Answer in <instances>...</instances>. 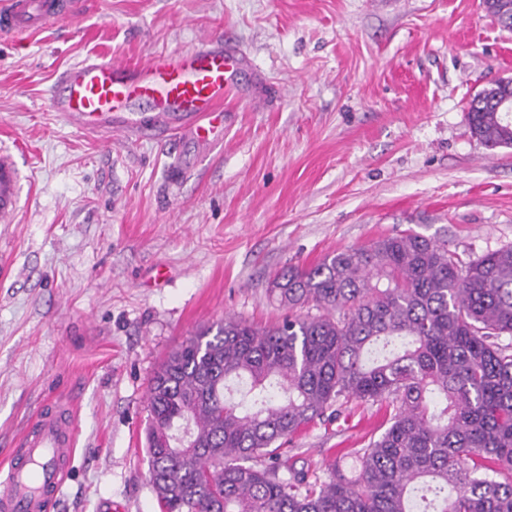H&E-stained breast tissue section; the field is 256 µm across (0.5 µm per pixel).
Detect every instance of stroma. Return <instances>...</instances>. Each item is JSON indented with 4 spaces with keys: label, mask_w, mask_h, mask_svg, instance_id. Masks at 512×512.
<instances>
[{
    "label": "stroma",
    "mask_w": 512,
    "mask_h": 512,
    "mask_svg": "<svg viewBox=\"0 0 512 512\" xmlns=\"http://www.w3.org/2000/svg\"><path fill=\"white\" fill-rule=\"evenodd\" d=\"M206 35L240 48V98L207 145L157 127H77L48 98L71 64L139 62ZM512 79V32L484 0H87L64 28L0 34V151L20 209L0 224V491L31 414L67 394L77 450L55 512H160L147 390L186 338L282 310L275 273L407 229L462 260L512 246V147L467 103ZM382 412L285 446L327 478Z\"/></svg>",
    "instance_id": "1"
}]
</instances>
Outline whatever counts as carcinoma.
<instances>
[{
  "label": "carcinoma",
  "instance_id": "1",
  "mask_svg": "<svg viewBox=\"0 0 512 512\" xmlns=\"http://www.w3.org/2000/svg\"><path fill=\"white\" fill-rule=\"evenodd\" d=\"M498 80L469 101L472 135L512 146ZM288 310L226 317L149 381L148 480L160 512H512V246L467 263L411 230L277 273ZM355 401L386 429L327 479L281 452ZM190 439L179 442L184 425Z\"/></svg>",
  "mask_w": 512,
  "mask_h": 512
}]
</instances>
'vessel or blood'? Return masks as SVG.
<instances>
[{"label": "vessel or blood", "instance_id": "1", "mask_svg": "<svg viewBox=\"0 0 512 512\" xmlns=\"http://www.w3.org/2000/svg\"><path fill=\"white\" fill-rule=\"evenodd\" d=\"M84 0H0V34L33 31L71 17ZM245 63L243 52L207 36L190 49L155 53L137 63L99 55L70 65L51 93L52 111L78 127L104 116L122 125L149 107L156 121H182L187 131L206 140L224 114V102L236 91ZM18 207V179L10 160L0 159V221ZM75 415L70 401L56 397L40 407L21 431L0 492V512H47L58 502L76 454Z\"/></svg>", "mask_w": 512, "mask_h": 512}]
</instances>
